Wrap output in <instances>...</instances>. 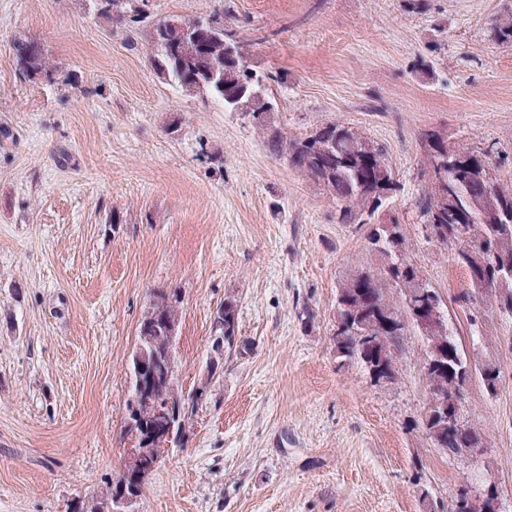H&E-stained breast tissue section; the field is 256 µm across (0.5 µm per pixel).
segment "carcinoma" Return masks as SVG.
<instances>
[{
  "instance_id": "obj_1",
  "label": "carcinoma",
  "mask_w": 512,
  "mask_h": 512,
  "mask_svg": "<svg viewBox=\"0 0 512 512\" xmlns=\"http://www.w3.org/2000/svg\"><path fill=\"white\" fill-rule=\"evenodd\" d=\"M136 0H100V10L118 23L136 21ZM205 26L187 35L176 23L180 17H166L153 25L151 64L159 77L182 92L220 101L231 112L248 110L253 125L264 134L268 148L286 156L289 164L306 178L324 188L336 202L342 218L352 221L367 212L375 214L394 197L398 188L383 146L362 132L341 122H328L308 136L296 139L275 128L274 104L266 93L270 80L248 63L246 44L226 30L218 13L203 15ZM495 37L512 44V11L500 15L494 23ZM19 70L25 77L50 75L43 47L23 38L15 42ZM447 184L435 182L432 175L435 155L426 150L423 176L427 186L421 208L428 236L448 247L457 263L465 267L475 297L492 309L512 313V193L500 189L495 165L489 154L463 145H446ZM448 190L449 206L436 204L442 189ZM478 227L481 237L475 244L465 239ZM368 248L384 262L382 270H361L337 288L336 322L342 329L334 332L336 359L343 367L360 364L368 375L378 370L396 379L397 355L404 336L416 333L425 345L424 374L429 391L440 395L454 410L462 401L470 382L462 368L468 365L449 322L424 326L420 312L444 311V303L420 268L408 260V238L398 223L371 225ZM178 294L168 289L153 293L149 309L138 328V344L130 360L128 383L141 375L153 390V405L132 407L126 399L124 429L142 455L139 472L119 474L88 512H116L119 500L130 504L142 501L144 487L153 473L152 464L163 449L155 446L156 408L167 412L173 423L172 444L184 439L189 420L207 395L218 370L224 368V356L239 342L238 303L231 295L217 311L215 336L207 376L193 396L179 393L175 347L166 344L167 332L178 325ZM486 390H497L500 370L493 364L475 368ZM423 430L440 442V448L454 456L462 448H486L480 431L463 424L448 427V418L425 415ZM498 490L490 486L474 494L462 487L453 493L448 512H497Z\"/></svg>"
}]
</instances>
